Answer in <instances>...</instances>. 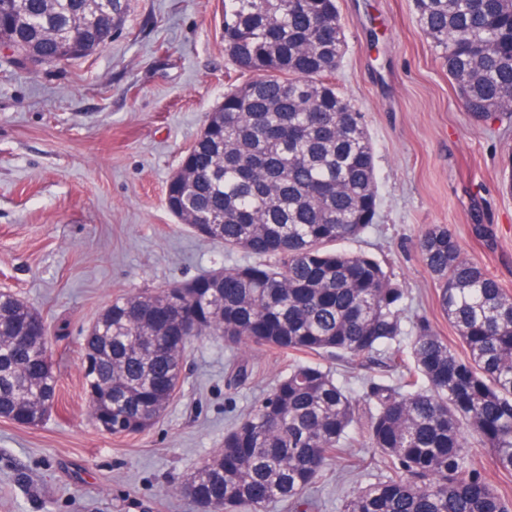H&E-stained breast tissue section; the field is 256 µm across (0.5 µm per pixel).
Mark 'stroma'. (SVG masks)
Returning a JSON list of instances; mask_svg holds the SVG:
<instances>
[{
	"mask_svg": "<svg viewBox=\"0 0 512 512\" xmlns=\"http://www.w3.org/2000/svg\"><path fill=\"white\" fill-rule=\"evenodd\" d=\"M346 54L334 82L363 113L375 150L376 223L351 242L406 288L418 318L452 346L417 240L453 229L465 254L512 295V122L464 111L422 32L414 0H337ZM224 0H127L117 34L89 56L34 70L0 54V291L41 313L60 396L36 427L0 418V512H201L182 486L292 363L275 349L193 341L184 383L144 433L95 428L81 345L114 298L155 293L247 253L196 237L165 189L221 104L232 62ZM247 362L249 376L233 371ZM359 413L348 466L319 482L318 512L381 474Z\"/></svg>",
	"mask_w": 512,
	"mask_h": 512,
	"instance_id": "35a3bbf8",
	"label": "stroma"
}]
</instances>
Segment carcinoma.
I'll return each mask as SVG.
<instances>
[{"instance_id":"cac0c4a2","label":"carcinoma","mask_w":512,"mask_h":512,"mask_svg":"<svg viewBox=\"0 0 512 512\" xmlns=\"http://www.w3.org/2000/svg\"><path fill=\"white\" fill-rule=\"evenodd\" d=\"M95 0H0V45L29 65L86 55L116 28L93 24ZM462 107L480 124L512 121V0H415ZM224 46L238 71L167 182L170 213L198 236L258 261L217 268L156 293L119 297L86 338L84 385L112 434L142 433L182 384L191 341L222 336L298 354L182 488L223 512L273 503L310 512L311 492L353 442L359 405L383 475L343 512H512L468 450L512 475V297L467 257L454 232L418 240L465 357L425 321L405 336L406 291L361 251L335 248L374 225L375 155L363 118L331 81L345 53L336 0H224ZM399 372L357 395L326 360ZM58 379L48 327L0 291V418L38 425Z\"/></svg>"}]
</instances>
